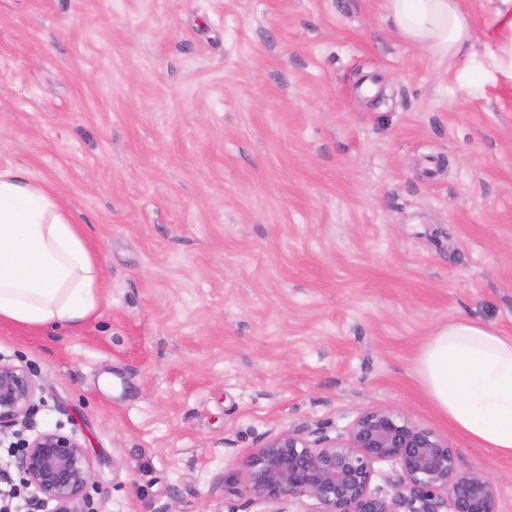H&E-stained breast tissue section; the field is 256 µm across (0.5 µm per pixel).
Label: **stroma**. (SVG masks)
I'll return each instance as SVG.
<instances>
[{"label":"stroma","mask_w":512,"mask_h":512,"mask_svg":"<svg viewBox=\"0 0 512 512\" xmlns=\"http://www.w3.org/2000/svg\"><path fill=\"white\" fill-rule=\"evenodd\" d=\"M463 3L439 61L383 0H0V170L78 214L104 282L77 327L1 322L0 359L35 373L20 433L87 449L92 512H270L240 476L268 434L377 407L512 512V458L414 372L448 320L512 335V78L497 0ZM498 1L495 12L485 22V35L494 46L491 64L512 76V1Z\"/></svg>","instance_id":"35a3bbf8"}]
</instances>
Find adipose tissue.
<instances>
[{
  "instance_id": "ef3b65f1",
  "label": "adipose tissue",
  "mask_w": 512,
  "mask_h": 512,
  "mask_svg": "<svg viewBox=\"0 0 512 512\" xmlns=\"http://www.w3.org/2000/svg\"><path fill=\"white\" fill-rule=\"evenodd\" d=\"M386 18L437 59L463 54L472 23L461 0H385ZM491 63L512 76V0L485 23ZM102 284L74 214L21 169L0 170V322L73 327ZM415 373L432 404L463 435L512 457V336L462 318L427 337Z\"/></svg>"
}]
</instances>
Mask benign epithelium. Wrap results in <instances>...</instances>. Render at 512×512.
<instances>
[{"label": "benign epithelium", "instance_id": "benign-epithelium-1", "mask_svg": "<svg viewBox=\"0 0 512 512\" xmlns=\"http://www.w3.org/2000/svg\"><path fill=\"white\" fill-rule=\"evenodd\" d=\"M37 385L25 365L0 361V433L27 418ZM23 481L55 512H89L92 473L86 448L57 428L21 445ZM395 461L392 493L371 491L375 465ZM249 499L286 512L309 496L322 512H497V481L484 472L459 474L457 453L437 433L388 407L361 414L346 435L309 441L294 432L269 435L241 463Z\"/></svg>", "mask_w": 512, "mask_h": 512}]
</instances>
